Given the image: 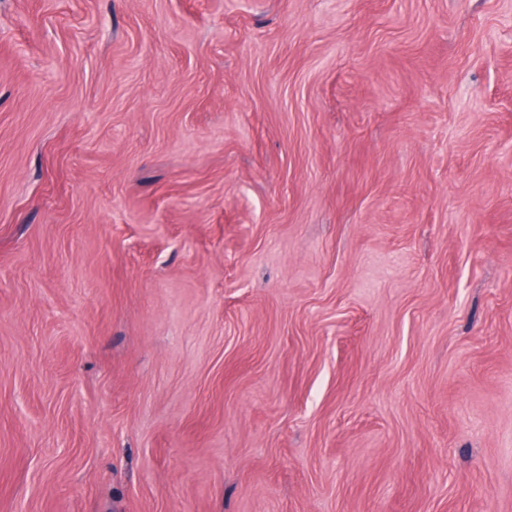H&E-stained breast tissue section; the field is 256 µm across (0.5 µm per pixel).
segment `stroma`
<instances>
[{
	"label": "stroma",
	"mask_w": 512,
	"mask_h": 512,
	"mask_svg": "<svg viewBox=\"0 0 512 512\" xmlns=\"http://www.w3.org/2000/svg\"><path fill=\"white\" fill-rule=\"evenodd\" d=\"M0 512H512V0H0Z\"/></svg>",
	"instance_id": "stroma-1"
}]
</instances>
